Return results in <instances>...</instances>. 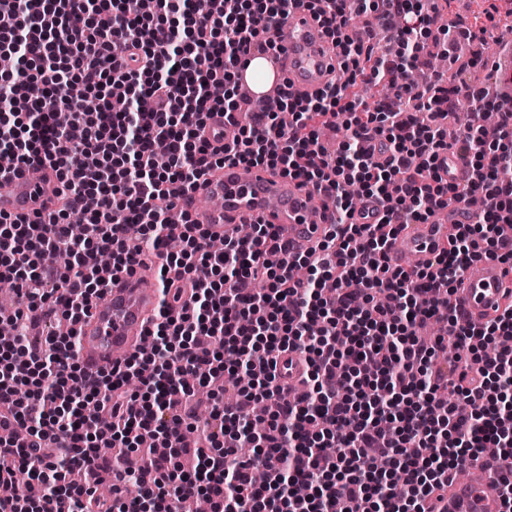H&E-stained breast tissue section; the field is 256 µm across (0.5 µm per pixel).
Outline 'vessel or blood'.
<instances>
[{
  "label": "vessel or blood",
  "instance_id": "b4317fda",
  "mask_svg": "<svg viewBox=\"0 0 512 512\" xmlns=\"http://www.w3.org/2000/svg\"><path fill=\"white\" fill-rule=\"evenodd\" d=\"M274 38L277 51L260 54L266 80H257L249 68L237 75L239 93L251 100L278 95L283 88L303 95L322 88L334 77L336 54L321 18L299 6L280 23ZM440 174L451 183L470 181V168L456 156L444 157ZM57 180L50 169L38 178L28 171L0 172V213L30 215L54 196ZM191 221L212 235L236 237L238 225L259 221L273 225L290 253L309 251L322 243L335 221L327 195L301 180L286 178L262 168L225 164L205 176L197 189L183 199ZM467 215L451 204L436 211L423 224H410L391 239L385 254L391 268L428 266L448 241L453 225ZM158 291L145 287L140 271L113 275L106 297L97 302L80 325L79 359L90 371L114 366L142 345L144 328L158 306ZM457 309L477 324L495 320L512 302V268L486 258L463 272L452 297ZM502 461L481 456L467 465V476L454 480L433 512H505L502 500L490 492Z\"/></svg>",
  "mask_w": 512,
  "mask_h": 512
}]
</instances>
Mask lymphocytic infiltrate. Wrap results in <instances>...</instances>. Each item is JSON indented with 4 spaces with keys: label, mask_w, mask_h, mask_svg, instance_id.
<instances>
[{
    "label": "lymphocytic infiltrate",
    "mask_w": 512,
    "mask_h": 512,
    "mask_svg": "<svg viewBox=\"0 0 512 512\" xmlns=\"http://www.w3.org/2000/svg\"><path fill=\"white\" fill-rule=\"evenodd\" d=\"M297 6L320 14L340 78L310 96L283 91L279 112L242 113L237 68L273 48ZM440 16L436 0H158L150 14L140 0H0V55L17 62L0 70V153L53 168L65 196L45 215L0 214V280L15 296L0 310V512H174L187 490L210 512H431L489 448L510 461L497 492L512 512V348L499 346L512 306L476 325L452 302L481 255L512 264L501 232L512 224V111L452 78L417 91L411 74L429 67L431 47L456 63L459 43L482 40L495 18ZM396 17L394 55H376V28ZM379 83L388 97L360 96ZM217 112L238 128L219 150L200 134ZM337 122L347 137L331 153L317 128ZM450 150L470 182L440 177ZM228 162L328 191L337 218L319 252L288 254L269 224L215 252L202 225L172 220L176 198ZM476 197L485 251L459 224L431 266L390 269L385 247L401 226ZM360 201L383 204L380 223L354 222ZM148 248L163 268L152 346L87 371L78 324ZM33 308L68 334L31 347ZM288 351L306 363L298 398L275 374ZM215 382L224 390L196 430L184 404ZM110 472L123 495L97 494Z\"/></svg>",
    "instance_id": "1"
}]
</instances>
